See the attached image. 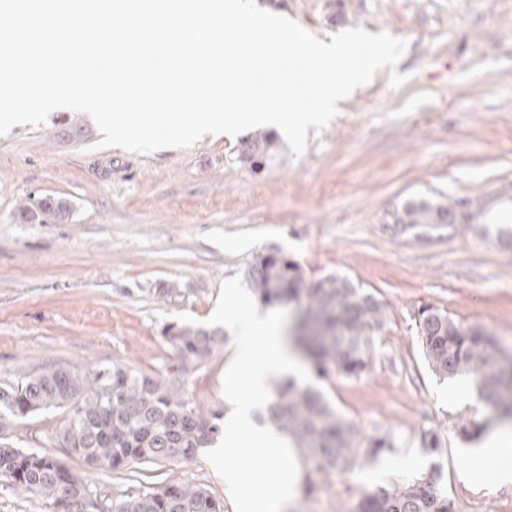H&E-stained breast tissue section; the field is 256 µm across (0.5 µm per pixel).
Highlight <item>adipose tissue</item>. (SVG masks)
<instances>
[{
  "label": "adipose tissue",
  "mask_w": 512,
  "mask_h": 512,
  "mask_svg": "<svg viewBox=\"0 0 512 512\" xmlns=\"http://www.w3.org/2000/svg\"><path fill=\"white\" fill-rule=\"evenodd\" d=\"M225 306L237 329V345L225 376L233 408L220 439L222 451L230 455L221 471L224 496L234 512H289L306 472L290 439L258 423L256 411L265 404L273 378L303 374L301 355L278 316L259 311L250 297L227 289ZM480 452L482 459L496 463L498 482L512 484V430L491 431Z\"/></svg>",
  "instance_id": "1"
}]
</instances>
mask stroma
<instances>
[{
    "instance_id": "stroma-1",
    "label": "stroma",
    "mask_w": 512,
    "mask_h": 512,
    "mask_svg": "<svg viewBox=\"0 0 512 512\" xmlns=\"http://www.w3.org/2000/svg\"><path fill=\"white\" fill-rule=\"evenodd\" d=\"M328 39L350 27L407 40L397 66L355 89L294 157L275 130V156L253 171L238 157L249 136H205L192 147L146 155L99 147L84 114L54 110L37 128L0 136V385L54 363L125 364L161 379L176 364L163 337L171 324L224 331V343L183 381L187 398L224 409V371L235 332L224 322V284L247 288L259 252L280 250L307 281L351 279L379 300L385 323L356 378L318 377L319 390L360 434L361 447L388 436L417 448L424 432L458 512H512V485L462 479L479 440L462 424L496 427L471 379L428 369L413 314L422 305L480 325L512 349V0H256ZM54 196L60 220L19 211ZM452 208L451 224H391L410 200ZM61 409L0 420V443L62 456ZM93 496L138 495L171 483L224 497L205 453L174 464L92 469L67 458ZM377 460L308 471L291 512H353Z\"/></svg>"
}]
</instances>
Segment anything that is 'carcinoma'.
Here are the masks:
<instances>
[{
	"mask_svg": "<svg viewBox=\"0 0 512 512\" xmlns=\"http://www.w3.org/2000/svg\"><path fill=\"white\" fill-rule=\"evenodd\" d=\"M272 142L254 136L240 161L255 170L265 166ZM62 218L63 198H45L26 207ZM452 211L426 201H411L389 213L393 224H452ZM252 290L266 304L294 301L301 324L318 334L302 337L317 374L357 377L366 366L373 333L385 323V310L372 294L349 278L327 275L309 285L301 267L278 253H259L247 271ZM424 360L441 379L471 378L483 402L512 417V351L480 326L463 325L427 305L415 315ZM165 339L178 366L164 379L143 375L127 365L83 368L51 365L0 387V412L15 418L49 408L67 410L58 442L64 453L95 469L119 470L135 463H177L211 444L221 431L222 415L202 411L181 393L183 377L206 362L224 341L217 328L171 325ZM268 421L303 449L320 467L349 468L359 454L356 428L329 406L316 390L286 381L275 388L266 407ZM0 476L27 493L52 500L56 512H224V505L199 485L172 483L159 490L112 502L105 510L79 476L54 455L12 448L0 451ZM433 471L408 484L379 486L358 502L357 512H458Z\"/></svg>",
	"mask_w": 512,
	"mask_h": 512,
	"instance_id": "obj_1",
	"label": "carcinoma"
}]
</instances>
